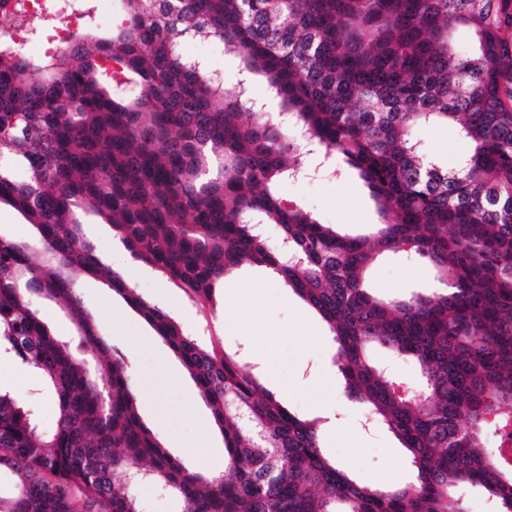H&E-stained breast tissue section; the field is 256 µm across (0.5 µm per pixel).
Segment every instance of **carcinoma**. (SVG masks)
Listing matches in <instances>:
<instances>
[{
  "label": "carcinoma",
  "instance_id": "cac0c4a2",
  "mask_svg": "<svg viewBox=\"0 0 512 512\" xmlns=\"http://www.w3.org/2000/svg\"><path fill=\"white\" fill-rule=\"evenodd\" d=\"M119 2L123 20L105 31L82 0L76 46L38 60L0 28V206L37 231L0 235V351L54 407L40 432L37 403L0 392V473L20 480L0 512H141L144 478L184 512H464L475 488L512 512V460L483 439L491 414L512 427V0ZM194 40L234 54L244 85L219 87L207 61L182 56ZM259 80L289 122L260 117ZM448 122L471 144L450 169L413 136ZM310 150L368 188L380 218L369 233L280 195ZM88 207L197 304L245 262L271 269L324 319L348 401L401 441L413 480L370 488L326 458L315 422L102 262ZM381 251L429 260L441 288L373 295L365 273ZM75 271L180 359L224 435V474L189 471L140 420L125 355L81 305ZM45 298L69 309L77 347L40 315ZM376 345L415 360L423 397L396 391Z\"/></svg>",
  "mask_w": 512,
  "mask_h": 512
}]
</instances>
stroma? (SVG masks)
I'll return each instance as SVG.
<instances>
[{
  "instance_id": "obj_1",
  "label": "stroma",
  "mask_w": 512,
  "mask_h": 512,
  "mask_svg": "<svg viewBox=\"0 0 512 512\" xmlns=\"http://www.w3.org/2000/svg\"><path fill=\"white\" fill-rule=\"evenodd\" d=\"M426 152L447 166L470 150L455 125L440 124L419 131ZM284 199L297 203L325 224L358 232L377 223L378 215L368 189L356 176L344 179L312 175L282 184ZM125 275L138 293L162 305L184 329L214 343L228 353H240L257 367L261 384L291 413L313 419L311 395L301 379L317 374L324 386H336V426L321 432L323 453L362 484L401 486L413 478L407 452L381 423L368 422L365 409L348 402L345 379L335 362L336 347L330 336L315 338L323 321L270 269L243 265L226 276L205 308L193 305L171 280L151 267L130 260ZM373 292L389 298H407L435 287L436 271L425 259L409 263L394 254L377 256L367 272ZM82 305L95 315L104 338L128 359L138 393L141 420L168 453L185 468L216 473L224 461V437L194 380L169 346L144 318L101 280L78 276ZM250 287L261 295L260 304L234 302L236 289ZM233 310L239 326L224 328L225 310ZM375 361L388 369L393 382L413 396L422 389L416 362L397 357L386 348L373 352Z\"/></svg>"
}]
</instances>
